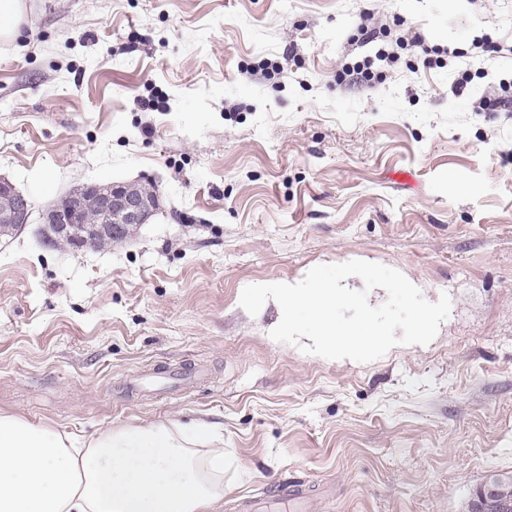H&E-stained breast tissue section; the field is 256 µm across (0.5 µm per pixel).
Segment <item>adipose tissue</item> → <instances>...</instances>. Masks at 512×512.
I'll use <instances>...</instances> for the list:
<instances>
[{"label": "adipose tissue", "instance_id": "adipose-tissue-1", "mask_svg": "<svg viewBox=\"0 0 512 512\" xmlns=\"http://www.w3.org/2000/svg\"><path fill=\"white\" fill-rule=\"evenodd\" d=\"M224 463V439L205 421L79 440L0 414V512H211Z\"/></svg>", "mask_w": 512, "mask_h": 512}]
</instances>
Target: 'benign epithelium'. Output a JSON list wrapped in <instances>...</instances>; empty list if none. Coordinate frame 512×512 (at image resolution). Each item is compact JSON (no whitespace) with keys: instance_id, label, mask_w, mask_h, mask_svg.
Returning <instances> with one entry per match:
<instances>
[{"instance_id":"7a95c632","label":"benign epithelium","mask_w":512,"mask_h":512,"mask_svg":"<svg viewBox=\"0 0 512 512\" xmlns=\"http://www.w3.org/2000/svg\"><path fill=\"white\" fill-rule=\"evenodd\" d=\"M159 209L151 187L138 182L86 185L71 191L46 211L45 238L64 242L77 235L97 246L121 242L141 225L149 223ZM34 201L0 180V230L7 233L30 223ZM503 481L492 477L473 495L479 512H490Z\"/></svg>"}]
</instances>
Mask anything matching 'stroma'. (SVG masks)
<instances>
[{"label":"stroma","instance_id":"stroma-1","mask_svg":"<svg viewBox=\"0 0 512 512\" xmlns=\"http://www.w3.org/2000/svg\"><path fill=\"white\" fill-rule=\"evenodd\" d=\"M23 5L0 176L38 211L0 237V413L83 439L220 424L214 512H467L512 477V111L478 109L512 81V0ZM416 35L430 55L395 44ZM131 181L160 208L129 239L45 245L42 209ZM353 259L449 296L430 344L329 360L239 303ZM503 481L499 477H492L482 484L473 495V503L476 509L481 512H492L487 507L496 503V494L501 491Z\"/></svg>","mask_w":512,"mask_h":512}]
</instances>
